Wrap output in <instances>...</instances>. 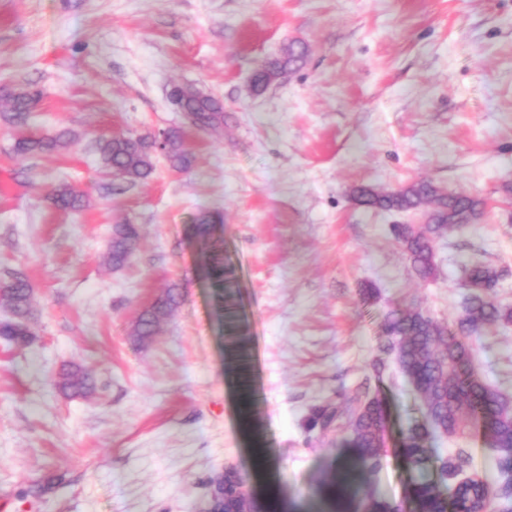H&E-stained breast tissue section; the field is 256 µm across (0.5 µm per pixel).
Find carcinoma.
<instances>
[{"mask_svg":"<svg viewBox=\"0 0 512 512\" xmlns=\"http://www.w3.org/2000/svg\"><path fill=\"white\" fill-rule=\"evenodd\" d=\"M308 53L306 45L291 42L280 57L263 63L256 71L252 89L260 92L274 79L299 67ZM38 95L26 89L13 95L4 120L21 125L29 117ZM182 105L198 113L199 120L211 129L224 125V107L195 85L182 91ZM79 141V134L66 127L40 135H23L14 143V152L21 156L52 154L68 149ZM100 169L110 176L135 184L144 182L153 173V140L124 134L102 138L96 143ZM163 154L173 168L184 170L192 164V155L184 146L180 129L166 132ZM353 199L367 207L384 211H425L423 224H395L393 231L413 271L422 279L436 275L433 243L449 231L477 223L484 214L485 202L477 197L449 191L430 181H417L397 190L383 192L369 185H359L352 191ZM55 208L76 212L84 209L87 200L70 184L59 182L51 193ZM217 218L210 214L197 217L194 231L203 239L215 232ZM139 240L135 224L112 225L106 263L118 270L130 262L131 249ZM207 268L213 284L224 283L223 249L210 251ZM501 277L496 267L476 263L465 268V288L462 314L456 326L449 328L421 309L412 307L390 313L384 325L386 344L383 350L399 348V364L414 391L426 406L428 423L409 427L403 439V452L409 464L419 472L411 498L416 512H448V496H453L457 512H469L468 488L480 489L488 498L512 497L509 479V459L503 451L512 449V400L480 379L473 367L468 339L479 335L487 325L512 322V308L502 306L494 288ZM181 297L179 288L165 289L153 305L145 309L131 329V336L140 344L153 341L160 323L171 315ZM0 304L11 317L0 321V339L10 346L25 347L33 339L29 316L32 291L23 276L13 273L0 282ZM59 386L74 395H86L96 390L93 374L82 367L69 366L59 373ZM350 421V445L355 449L358 470L370 479L380 468L384 453L387 410L377 397L355 396L343 405H327L314 411L313 424L325 426L329 419ZM481 425L486 445L493 461V473H474L459 480L465 458L463 452L452 457L438 455L428 447L437 433L465 435L475 425Z\"/></svg>","mask_w":512,"mask_h":512,"instance_id":"obj_1","label":"carcinoma"}]
</instances>
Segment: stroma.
<instances>
[{
  "label": "stroma",
  "mask_w": 512,
  "mask_h": 512,
  "mask_svg": "<svg viewBox=\"0 0 512 512\" xmlns=\"http://www.w3.org/2000/svg\"><path fill=\"white\" fill-rule=\"evenodd\" d=\"M292 41L304 64L253 93ZM185 83L223 104L222 128H184L167 94ZM25 87L40 93L26 125L0 119V281L31 283L35 338L0 341V512H198L227 468L280 512H360L366 495L410 508L402 439L425 414L381 351L384 321L417 307L453 323L474 262L503 269L512 308V0H0V112ZM60 127L80 135L70 151L14 154L20 134ZM179 127L187 170L158 154L145 182L101 175L99 138ZM418 180L486 203L437 240L428 280L392 230L416 213L350 197ZM61 181L89 207L55 209ZM203 213L222 218L224 313L191 231ZM124 221L141 239L115 271L104 255ZM173 283L180 306L138 346V314ZM470 344L477 375L512 398V324ZM69 364L94 393L58 387ZM359 392L389 412L368 484L347 431L305 427Z\"/></svg>",
  "instance_id": "35a3bbf8"
}]
</instances>
